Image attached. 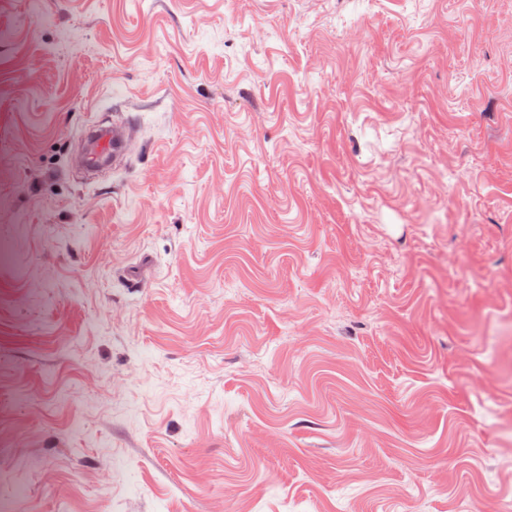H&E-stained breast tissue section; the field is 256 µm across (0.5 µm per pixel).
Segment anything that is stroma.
Here are the masks:
<instances>
[{
    "label": "stroma",
    "mask_w": 512,
    "mask_h": 512,
    "mask_svg": "<svg viewBox=\"0 0 512 512\" xmlns=\"http://www.w3.org/2000/svg\"><path fill=\"white\" fill-rule=\"evenodd\" d=\"M217 504L512 512V0H0V512ZM130 129V124L89 127L85 134L86 148L81 157L82 165L94 170L110 159L115 165L116 161L123 157L130 141Z\"/></svg>",
    "instance_id": "35a3bbf8"
}]
</instances>
